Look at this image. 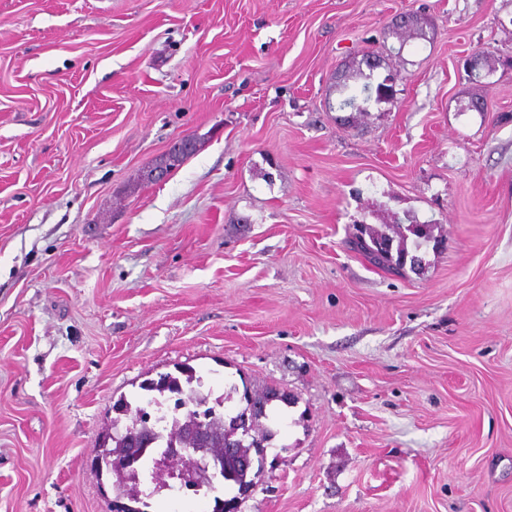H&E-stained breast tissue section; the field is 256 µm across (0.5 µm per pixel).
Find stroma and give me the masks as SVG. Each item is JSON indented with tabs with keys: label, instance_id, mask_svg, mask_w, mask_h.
Masks as SVG:
<instances>
[{
	"label": "stroma",
	"instance_id": "stroma-1",
	"mask_svg": "<svg viewBox=\"0 0 512 512\" xmlns=\"http://www.w3.org/2000/svg\"><path fill=\"white\" fill-rule=\"evenodd\" d=\"M482 49L512 56V0H0V512H112L116 405L183 365L231 416L292 398L239 512H512V68L467 110ZM368 51L393 92L348 125ZM408 215L443 239L420 271L349 249ZM197 144V139L194 136H184L176 140L164 154L160 155L153 162L150 175L151 180L156 182L164 181L168 177L172 165L176 164L173 169L181 166L197 150L181 159L183 154L195 149Z\"/></svg>",
	"mask_w": 512,
	"mask_h": 512
}]
</instances>
